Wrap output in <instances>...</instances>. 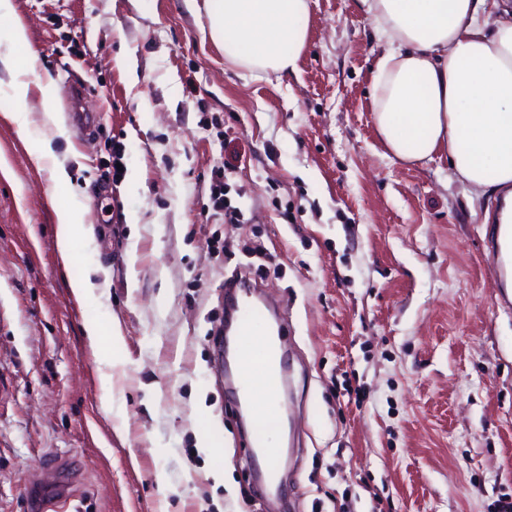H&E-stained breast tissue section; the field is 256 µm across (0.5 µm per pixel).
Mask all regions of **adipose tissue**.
I'll use <instances>...</instances> for the list:
<instances>
[{
  "mask_svg": "<svg viewBox=\"0 0 512 512\" xmlns=\"http://www.w3.org/2000/svg\"><path fill=\"white\" fill-rule=\"evenodd\" d=\"M204 10L212 42L235 67L284 77L307 44L310 0H186ZM382 48L371 112L388 158H447L458 179L492 200L483 221L512 226V0H357ZM0 75L25 98L41 65L17 23Z\"/></svg>",
  "mask_w": 512,
  "mask_h": 512,
  "instance_id": "adipose-tissue-1",
  "label": "adipose tissue"
}]
</instances>
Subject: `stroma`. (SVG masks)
<instances>
[{
    "label": "stroma",
    "mask_w": 512,
    "mask_h": 512,
    "mask_svg": "<svg viewBox=\"0 0 512 512\" xmlns=\"http://www.w3.org/2000/svg\"><path fill=\"white\" fill-rule=\"evenodd\" d=\"M11 4L0 31L22 22L42 68L25 99L0 92V512H38L67 484L77 512H499L512 500V294L491 265L484 201L447 159L385 156L370 112L381 49L356 0H311L306 49L280 79L225 63L185 0ZM46 78L60 113L84 83L95 132L41 124ZM47 138L67 183L29 161ZM229 158L245 224L213 206L211 171ZM60 203L94 227L66 265ZM257 244L250 277L288 319L268 459L217 334L224 281ZM95 266L105 295L77 299L71 282ZM90 321L120 326L101 363ZM104 373L120 415L101 409ZM49 456L61 463L44 486Z\"/></svg>",
    "instance_id": "obj_1"
}]
</instances>
